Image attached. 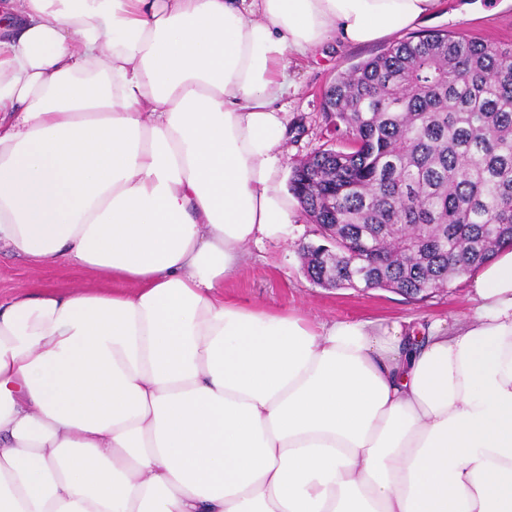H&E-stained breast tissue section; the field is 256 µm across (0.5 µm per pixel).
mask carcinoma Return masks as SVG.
Masks as SVG:
<instances>
[{
	"mask_svg": "<svg viewBox=\"0 0 512 512\" xmlns=\"http://www.w3.org/2000/svg\"><path fill=\"white\" fill-rule=\"evenodd\" d=\"M324 114L345 147L290 178L314 283L422 298L512 247V45L400 42L338 73Z\"/></svg>",
	"mask_w": 512,
	"mask_h": 512,
	"instance_id": "1",
	"label": "carcinoma"
}]
</instances>
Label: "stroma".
Instances as JSON below:
<instances>
[{"instance_id": "35a3bbf8", "label": "stroma", "mask_w": 512, "mask_h": 512, "mask_svg": "<svg viewBox=\"0 0 512 512\" xmlns=\"http://www.w3.org/2000/svg\"><path fill=\"white\" fill-rule=\"evenodd\" d=\"M442 29L455 35L500 44H512V0H442L441 9L417 24L415 31ZM412 31V32H415ZM404 30L383 40L351 45L334 41L325 55L290 65L288 93L282 103L287 112L288 137L282 153V177L290 179L294 164L313 152L330 148L323 116V100L337 74L369 59L392 44L407 40ZM315 226L297 212L286 237L249 245L238 273L224 282L225 296L270 309L297 312L313 321L332 318L397 319L441 318L462 315L471 306L468 279L417 302L387 289L357 291L323 288L304 273L299 248L316 241ZM112 280L102 274L65 263L46 267L0 251V297L26 289L78 290L108 288Z\"/></svg>"}]
</instances>
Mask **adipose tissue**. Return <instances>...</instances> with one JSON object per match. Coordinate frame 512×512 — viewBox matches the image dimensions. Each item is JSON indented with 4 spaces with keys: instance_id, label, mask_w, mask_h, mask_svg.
Segmentation results:
<instances>
[{
    "instance_id": "adipose-tissue-1",
    "label": "adipose tissue",
    "mask_w": 512,
    "mask_h": 512,
    "mask_svg": "<svg viewBox=\"0 0 512 512\" xmlns=\"http://www.w3.org/2000/svg\"><path fill=\"white\" fill-rule=\"evenodd\" d=\"M440 0H0V512H512V249L462 319L224 297L288 233L291 60ZM44 288L61 290L112 288V279L66 263H59L54 267L42 266L32 260L17 257L1 248V298H6L21 289L38 291Z\"/></svg>"
}]
</instances>
